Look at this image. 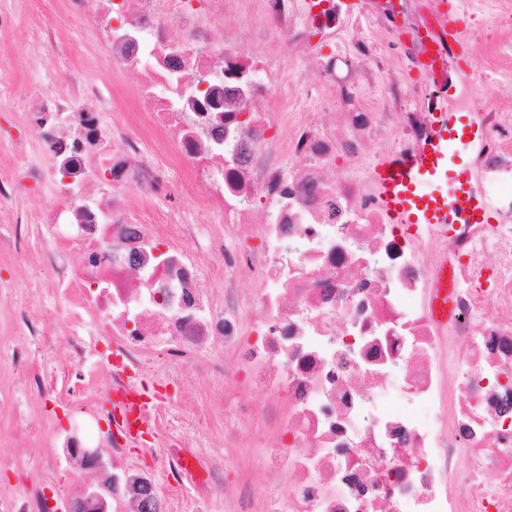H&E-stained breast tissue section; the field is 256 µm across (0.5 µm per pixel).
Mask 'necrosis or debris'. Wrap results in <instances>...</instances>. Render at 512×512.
<instances>
[{
  "mask_svg": "<svg viewBox=\"0 0 512 512\" xmlns=\"http://www.w3.org/2000/svg\"><path fill=\"white\" fill-rule=\"evenodd\" d=\"M86 11L101 54L97 78L66 75L30 91L22 123L36 156L0 169V215L22 185L38 208L8 225L0 253L51 274L49 295L67 333L48 335L40 303L8 306L0 328L30 405L75 403L69 427L0 512H54L42 485L96 471L83 448L112 463V496L93 512H208L223 485L208 477L181 497L189 459L160 453L164 482L125 459L134 444L110 396L132 378L163 387L224 375L214 400L262 422L269 491L240 489L234 512H512V224H461L413 238L389 223L371 183L325 177L362 162L371 139L394 150L421 142L433 108L427 87L401 84L399 113L362 107L352 73L380 64L376 45L349 52V76L328 80L350 133L286 111L279 79L224 44L200 47L184 0H69ZM124 19L140 40L114 39ZM226 73L218 107L186 104L190 70ZM134 70L137 110L105 122L93 105L113 72ZM268 112L251 111L256 99ZM480 106L487 145L473 158L483 190L512 212V113ZM281 130L267 138L268 127ZM164 152L186 174L187 199L220 224L203 237L187 209L135 215L125 196L159 194ZM294 162L285 171L279 154ZM448 293V320L431 299ZM65 351L75 381L54 392L36 352ZM167 394L148 410L151 434L198 448V424L166 417Z\"/></svg>",
  "mask_w": 512,
  "mask_h": 512,
  "instance_id": "4bbe7bcc",
  "label": "necrosis or debris"
}]
</instances>
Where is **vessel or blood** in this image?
<instances>
[{"label":"vessel or blood","instance_id":"b4317fda","mask_svg":"<svg viewBox=\"0 0 512 512\" xmlns=\"http://www.w3.org/2000/svg\"><path fill=\"white\" fill-rule=\"evenodd\" d=\"M435 28L413 33L421 73L442 108L432 113L428 137L407 152L388 153L373 166L369 180L390 223L414 234L425 226L499 224L500 208L475 192L471 158L488 140L480 113L460 110L453 102L463 92L461 82L448 76V61H464L467 45L462 27L465 0H433ZM130 413L146 420L152 396L137 384L130 388Z\"/></svg>","mask_w":512,"mask_h":512}]
</instances>
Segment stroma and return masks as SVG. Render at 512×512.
Here are the masks:
<instances>
[{"label":"stroma","instance_id":"obj_1","mask_svg":"<svg viewBox=\"0 0 512 512\" xmlns=\"http://www.w3.org/2000/svg\"><path fill=\"white\" fill-rule=\"evenodd\" d=\"M499 0H468L464 25L467 29L468 62L483 75L486 99L502 112L512 113V58L491 60L486 56L488 44L498 40L502 31L512 30V18L504 17ZM387 0H362L359 14L343 18L333 27L315 28L307 18H299L297 28L304 30L303 42H295L292 31L285 30L274 38L264 35L265 20L258 5L250 8L233 6L225 9L223 18L214 20L208 36L231 46L257 49L268 66L290 73L288 99L294 111L318 113L334 111L324 66L336 60L337 72H344L343 59L353 38L360 37L376 43L382 59L379 68L359 76L361 102L364 107H381L389 85L396 80L422 82L414 61L405 54L411 44L409 25L384 18ZM0 7L10 11L15 19L14 30L0 34V67L13 69L19 93L51 84L69 73L91 74L89 64L96 48L89 36L83 15L68 10L64 0H0ZM51 24L60 31V42L52 53L36 49L33 37L44 25ZM167 190L161 195L144 198L131 193L129 206L135 211L150 209L158 213L184 205L182 195L183 171L170 166L166 169ZM224 385L221 375L213 374L193 385L190 405L172 403L169 418L173 422H202L197 436L200 445L209 447L220 460L218 476L224 485L223 498L213 500L210 512H230L235 493L240 486L264 489L265 451L243 444L227 446L222 442L225 433L245 437L249 426L240 421L232 408L218 409L214 394ZM50 442L44 426L27 427L20 439H12L9 425L0 426V488L14 489L25 485L30 470L39 463V452ZM28 451V467L18 470L11 460L16 449Z\"/></svg>","mask_w":512,"mask_h":512}]
</instances>
